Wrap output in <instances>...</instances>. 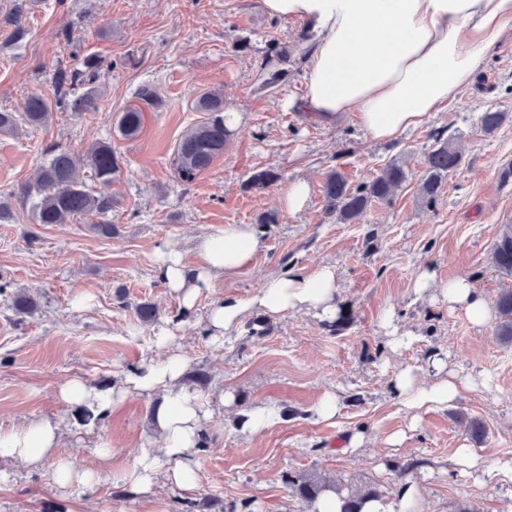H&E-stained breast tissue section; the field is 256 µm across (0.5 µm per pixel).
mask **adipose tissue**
Instances as JSON below:
<instances>
[{
  "mask_svg": "<svg viewBox=\"0 0 512 512\" xmlns=\"http://www.w3.org/2000/svg\"><path fill=\"white\" fill-rule=\"evenodd\" d=\"M262 7L272 17L304 22L316 37L301 109L318 121L358 113L369 136L381 142L422 125L454 99L512 22V0H262ZM262 247L252 225L228 224L221 234L196 242V268H187L172 250L157 273L188 312L216 277L248 267ZM336 292L335 274L327 267L307 276H272L249 300L214 302L206 332L222 339L254 310L274 316L307 309L329 317L336 311ZM441 293L475 324L490 320L489 308L467 278L449 281ZM428 366L439 376L432 387L420 386L408 372L396 379L408 406L445 405L459 395L461 386L447 375L442 357L430 356ZM185 371V359L174 353L143 364L126 380L128 387L157 396L154 429L165 450L161 458L142 456L128 471L127 482L139 493H152L161 476L181 490L196 485L191 450L204 432L210 401L186 387ZM61 438L60 422L50 419L0 429V462L35 468L53 456L60 488L93 486L97 472L74 471L59 452Z\"/></svg>",
  "mask_w": 512,
  "mask_h": 512,
  "instance_id": "ef3b65f1",
  "label": "adipose tissue"
}]
</instances>
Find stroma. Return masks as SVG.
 Returning <instances> with one entry per match:
<instances>
[{"mask_svg": "<svg viewBox=\"0 0 512 512\" xmlns=\"http://www.w3.org/2000/svg\"><path fill=\"white\" fill-rule=\"evenodd\" d=\"M14 0H0V110L23 113L27 96L52 98L63 67H81L86 55L111 62L98 111L53 108L47 122L0 134V202L16 216L0 223V280L33 295L37 309L18 316L0 300V428L51 417L64 429L76 469L96 470L103 482L84 492L59 490L54 460L39 468L12 464L0 477V512H311L293 496L288 480L304 473L340 483L345 492L377 490L398 512L400 490L413 484V512H512V480L482 469L460 470L457 449L512 463V344L501 343L494 323L477 326L439 295L449 280L469 278L487 304L512 286L491 262L505 215H512V23L471 83L446 109L395 141L371 139L356 113L319 123L296 108L306 86L313 35L298 20L270 17L261 0H32L21 25L24 38L7 41ZM288 62L268 61L273 46ZM282 69L276 87L264 85V68ZM151 83L163 105L143 111L139 135L120 137L117 118L135 104L139 85ZM222 90L241 121L224 154L193 183L177 182L172 159L183 133L201 122L195 100ZM506 113L493 134L479 116ZM457 143L461 167L433 203L419 187L435 134ZM111 143L123 165L109 192L117 204L104 215L65 224H38L33 200L17 193L35 181L47 161L44 149L84 154ZM403 164L407 180L393 198L372 203L353 224L326 217L323 184L331 171L350 185L369 180L390 162ZM273 168L281 179L267 189H246L250 175ZM309 184L305 206L290 214L280 197L295 180ZM274 216L271 224L260 223ZM113 224L111 236L95 224ZM228 224H253L264 240L252 264L215 278L190 312H182L157 275L159 254L178 245L187 267L199 258L200 236ZM322 266L336 273L337 307L348 322L298 311L265 321L269 333L248 326L213 343L204 327L215 301L244 300L276 274L304 276ZM434 282L414 292L423 270ZM150 301L158 321L143 324L137 304ZM392 317L396 344L382 325ZM175 332L188 371L209 375L199 392L233 395L213 402L206 425L209 447L194 450L199 482L184 492L163 483L145 496L130 491L126 472L142 454L162 455L153 435L156 397L131 392L93 429L78 426L74 408L61 401L71 379L112 386L149 360L160 361V328ZM468 381L445 406L410 409L394 388L412 370L431 385V354ZM341 401L336 418L313 409L326 391ZM273 404L281 421L259 435L243 433L241 413ZM486 428L476 444L470 421ZM364 437L353 448V435ZM110 447L99 457L97 444Z\"/></svg>", "mask_w": 512, "mask_h": 512, "instance_id": "1", "label": "stroma"}]
</instances>
